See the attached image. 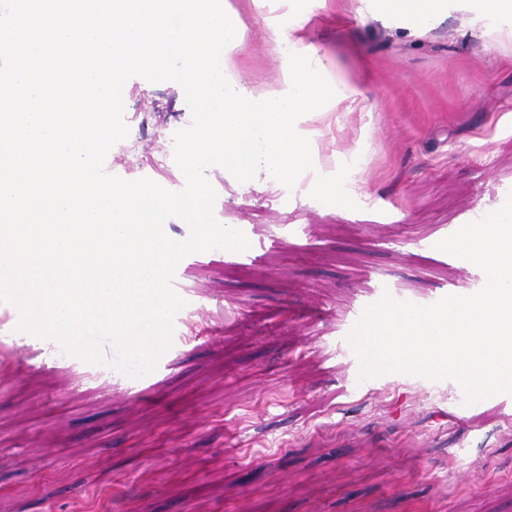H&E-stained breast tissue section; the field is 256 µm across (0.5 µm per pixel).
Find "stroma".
Here are the masks:
<instances>
[{
  "label": "stroma",
  "instance_id": "1",
  "mask_svg": "<svg viewBox=\"0 0 512 512\" xmlns=\"http://www.w3.org/2000/svg\"><path fill=\"white\" fill-rule=\"evenodd\" d=\"M224 7L243 20L230 58L254 94L283 93L303 47L343 89L296 122L314 168L291 189L207 170L218 221L266 248L182 267L204 311L137 383L43 346L0 302V512H512V408L465 404L452 380L359 381L341 344L377 282L418 301L468 287L472 268L415 241L512 190V43L461 12L412 35L367 0ZM124 105L107 173L181 190L182 87L133 77Z\"/></svg>",
  "mask_w": 512,
  "mask_h": 512
}]
</instances>
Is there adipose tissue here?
<instances>
[{"label": "adipose tissue", "mask_w": 512, "mask_h": 512, "mask_svg": "<svg viewBox=\"0 0 512 512\" xmlns=\"http://www.w3.org/2000/svg\"><path fill=\"white\" fill-rule=\"evenodd\" d=\"M457 10L467 13L471 28L481 35L496 40L512 35L511 27L496 25L498 19L512 17V0H374L371 14L418 33Z\"/></svg>", "instance_id": "ef3b65f1"}]
</instances>
